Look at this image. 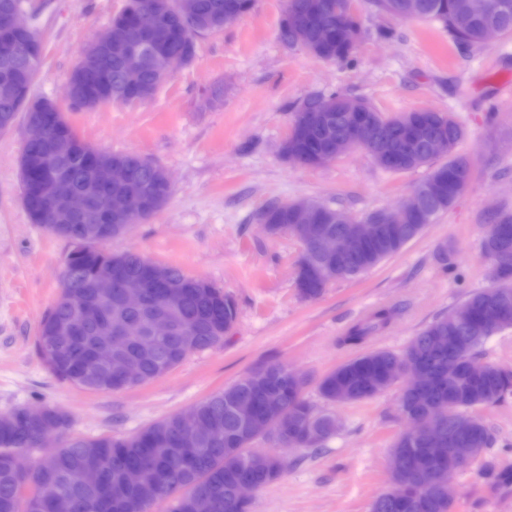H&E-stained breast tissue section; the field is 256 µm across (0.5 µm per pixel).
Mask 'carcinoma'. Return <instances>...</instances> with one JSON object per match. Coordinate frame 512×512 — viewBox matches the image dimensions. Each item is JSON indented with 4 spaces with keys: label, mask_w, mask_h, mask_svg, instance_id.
<instances>
[{
    "label": "carcinoma",
    "mask_w": 512,
    "mask_h": 512,
    "mask_svg": "<svg viewBox=\"0 0 512 512\" xmlns=\"http://www.w3.org/2000/svg\"><path fill=\"white\" fill-rule=\"evenodd\" d=\"M249 0H186L183 9L180 0H169L170 8L160 13L159 29L165 40V56L175 69H180L195 58L196 37L224 30V16L237 13ZM307 0H286L278 29L279 41L293 47L289 38L291 14ZM405 0H370L373 11L399 21H406ZM157 0H127L124 8L112 16L113 31L125 40L135 39L138 33L132 26L134 6L149 8ZM474 0H421V10L415 19L438 23L448 31L452 40L462 48L482 43L486 22L498 24L501 35L512 37V0H481L473 8ZM12 43H42L38 25L32 24L21 34H5ZM313 57L327 62H353V54L334 43L316 48ZM42 55L33 57L13 51L0 50V132H7L18 119L30 121L33 112L28 103L36 98V84ZM84 81L87 95H112V101L131 103L140 98L146 103L154 97L163 81L154 66L145 67L140 84L129 85L127 72L120 59L112 57L108 70L101 75L92 60L80 59L72 70ZM341 98L342 102L362 112H371L374 122L370 137L374 142L369 152L372 161L381 169L385 165L377 152L388 150L403 158L405 173L423 166H431L426 178L415 190L421 195L423 215L401 225L398 238L386 240L383 246H369L357 250L346 260V269H327L315 245L305 243L298 260L297 289L302 299L320 298L325 289L337 280L356 279L401 250L418 237L427 225L448 208L467 189L473 178V169L460 166L466 155L457 151L440 163L430 152V141L438 134H450L454 146H459L466 128L458 118L447 112L409 111L387 116L367 99L338 91L318 92L304 98L295 107L297 112H313L324 102ZM350 113L332 111L321 123L301 133L292 141L294 152L305 158L307 167L316 168V147L322 141L336 142L349 126ZM112 158L131 166L132 182L143 191L147 221L158 209L156 196L166 192L162 182V167L149 158L126 151L112 152ZM65 168L71 186L82 188L88 181L87 168L79 157L48 159L35 172L23 207L33 223L45 208L42 186L53 175L54 167ZM114 188L94 194L84 217L63 224L55 237L69 240L74 230L97 224L109 225L112 217L108 199ZM306 205L323 216L333 213L335 221L323 228L334 234L344 225L354 224L359 218L328 203L312 199H298L287 204L268 206L259 219L269 220L278 237L292 225L294 208ZM493 223L506 224L508 242L501 241L492 227H486L482 250L488 260H494L509 250L504 265L493 286L471 292L464 305L473 312L465 324L456 323L451 314L436 317L412 338L402 352L387 349L367 351L341 364L324 375L318 384L320 396L330 403H355L369 400L384 392L393 383L385 375L397 376L401 365L413 361L422 365L425 382L421 388L401 389L399 399L411 410L423 411L428 406L443 403L450 407V415L437 418L441 436L430 442L410 441L403 434L395 438L391 450L403 449L400 472L390 474L395 481L397 496L379 494L372 502L370 512H453L454 504L437 492L419 495L412 486L414 471L421 465H435L448 458L450 448H473L478 460V476L490 488L512 483V466L503 464L493 452L495 438L484 421L471 416L477 407L495 405L512 399V369L487 361L482 356L485 344L494 336L512 329V213H501ZM110 261L129 274L140 272L149 258L137 251L109 252L101 246H91L68 252V276L61 281L57 301L42 318L37 341H42L54 326L69 327V334L55 337L56 355L45 360L48 369L60 380L86 389L102 392H120L153 381L177 367L190 352H203L224 344L226 334L234 324L238 310L234 299L206 282L193 283V277L175 266H170L174 278L188 282V288L178 298H168L163 289L148 291L147 305L138 310L123 307L117 292L99 297L89 288L97 267ZM80 287L87 296L91 314L74 312L64 295ZM170 311L182 324V333L167 339H153L148 334L150 320L157 314ZM393 310L380 308L366 320L350 326L339 343L346 346L363 344L374 332L387 327ZM115 320L126 326V335L133 336V346L121 349L123 355L139 371V378L124 386L112 383L107 368L95 360L96 337L109 332ZM448 338V350L432 349L430 338ZM460 362L459 368L448 372V353ZM306 382L293 383L288 379V368L281 364L259 366L240 380L224 387L196 404L202 420L216 427L213 435L203 431H185L178 414L159 419L130 435H104L96 438L71 436L68 416L59 409L44 407V420L60 428L62 435L53 447L40 445L42 426L26 415L25 407L17 406L0 413V512H54V496L65 497L70 512H151L160 503H170L169 512H196L199 498L213 502L214 512H249V504L233 501L234 488L239 479L248 477L258 488L275 482L283 467L277 465L274 452L258 453L252 450V441L244 431L235 412L242 399L270 394L271 403L279 405L275 413L265 411L255 418H267L270 429L264 440L274 448L288 445L294 437L300 448H320L336 431V418L315 410L304 395ZM26 454L33 458L29 471L21 473L14 467V458ZM142 471V481L130 486L124 481V472L130 466ZM85 470H97L100 478L89 484L79 478Z\"/></svg>",
    "instance_id": "obj_1"
}]
</instances>
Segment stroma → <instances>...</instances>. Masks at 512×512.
Returning a JSON list of instances; mask_svg holds the SVG:
<instances>
[{
	"label": "stroma",
	"mask_w": 512,
	"mask_h": 512,
	"mask_svg": "<svg viewBox=\"0 0 512 512\" xmlns=\"http://www.w3.org/2000/svg\"><path fill=\"white\" fill-rule=\"evenodd\" d=\"M44 55L35 90L65 105L64 85L85 45L124 0H41ZM285 0H256L218 33L197 39L194 61L143 104H106L69 113L78 134L109 151L144 155L170 171L168 203L150 220L112 240L175 264L231 294L237 320L222 346L189 354L168 374L122 392H95L57 379L36 346L38 325L59 292L65 241L32 224L22 204L23 130L0 133V412L23 405L66 412L85 437L130 434L187 410L257 366L300 371L316 409L335 415L336 432L318 453L285 448L284 474L251 496L250 512H370L388 487V457L404 422L399 387L354 404L322 399L319 379L358 354L339 336L373 311L394 309L391 324L366 343L401 351L436 316L491 285L482 253L492 208L512 212V37L459 51L440 25L375 16L352 0L367 34L351 66L284 47L278 24ZM393 28L395 37L378 35ZM342 90L384 114L414 109L454 113L467 135L459 147L473 163L470 186L448 212L399 253L355 280L330 284L314 301L295 281L299 242L264 236L256 215L272 202L310 198L354 216L402 202L429 173L378 168L359 149L318 169L288 165L277 145L295 105L315 92ZM447 252V265L437 261ZM454 512H512V487L491 492L475 467L454 479Z\"/></svg>",
	"instance_id": "stroma-1"
}]
</instances>
